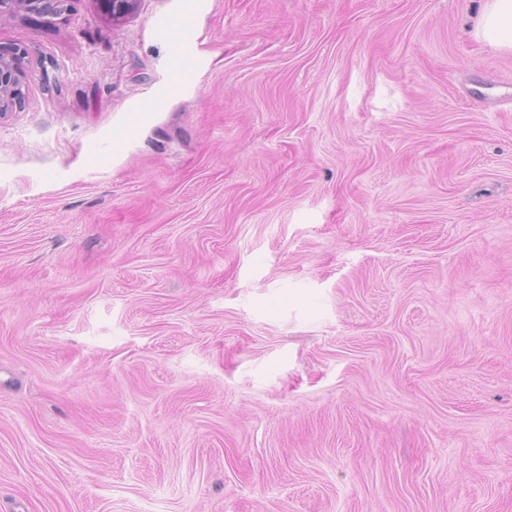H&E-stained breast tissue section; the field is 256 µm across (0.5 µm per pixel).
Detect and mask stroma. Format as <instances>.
<instances>
[{"label":"stroma","instance_id":"1","mask_svg":"<svg viewBox=\"0 0 512 512\" xmlns=\"http://www.w3.org/2000/svg\"><path fill=\"white\" fill-rule=\"evenodd\" d=\"M479 6L0 19V512H512V53ZM19 74L20 70L16 62L0 58V112H5L10 105L17 101L11 97V90L19 89L18 86L21 85ZM6 92H8L7 95Z\"/></svg>","mask_w":512,"mask_h":512}]
</instances>
